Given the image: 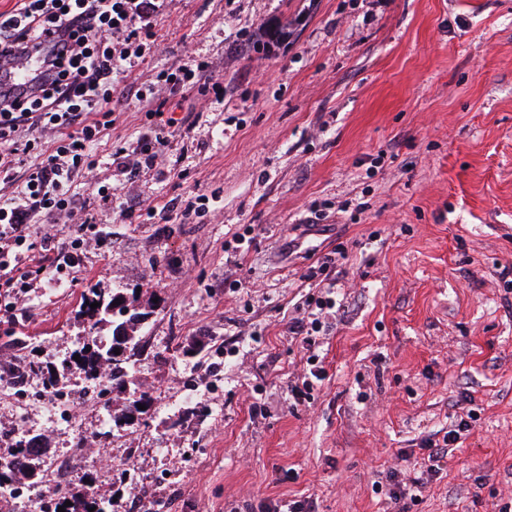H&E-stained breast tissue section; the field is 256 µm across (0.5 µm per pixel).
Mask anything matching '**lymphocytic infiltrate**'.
Returning <instances> with one entry per match:
<instances>
[{
  "label": "lymphocytic infiltrate",
  "mask_w": 512,
  "mask_h": 512,
  "mask_svg": "<svg viewBox=\"0 0 512 512\" xmlns=\"http://www.w3.org/2000/svg\"><path fill=\"white\" fill-rule=\"evenodd\" d=\"M163 3L19 0L18 8L0 12V61L29 55L40 60L34 94L0 92V182L11 188L9 194L0 195V287L12 290L10 310L23 306L33 276L63 274L74 267L76 251L88 244L79 234L59 238L56 226L63 218L82 226L90 222L77 179L97 166L90 149L112 127V96L117 89L146 104L136 140L112 148L115 172L127 176L164 161L177 124L170 97L189 95L199 102L218 88L200 69L188 65L160 71L145 89L129 82L131 60L158 49L160 35L151 17ZM44 38L55 41L47 54L39 47ZM24 129L32 137L21 145L17 136ZM36 215L42 223L34 229L30 219ZM332 307L331 298L315 299L306 316L288 327L308 353L307 372L288 385L295 400L305 399L313 381L326 377L314 353V335L325 326ZM469 426L463 418L442 440H423L425 455L417 465L418 476L394 481L389 490L399 512H409L426 479L440 473L449 447Z\"/></svg>",
  "instance_id": "obj_1"
}]
</instances>
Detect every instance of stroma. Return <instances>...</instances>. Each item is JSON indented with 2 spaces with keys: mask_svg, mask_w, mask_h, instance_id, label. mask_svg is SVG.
<instances>
[{
  "mask_svg": "<svg viewBox=\"0 0 512 512\" xmlns=\"http://www.w3.org/2000/svg\"><path fill=\"white\" fill-rule=\"evenodd\" d=\"M155 24L163 43L131 81L191 58L222 100L179 111L190 130L162 169L117 186L112 148L144 108L121 99L91 150L118 199L87 196L111 248L83 250L62 284L34 279L28 313L0 312V362L37 346L72 390L93 457L74 484L112 512L144 494L160 512H395L388 472L470 412L411 512H498L512 500V0H167ZM197 200L203 216L183 218ZM342 242V270L305 280ZM90 288L149 314L153 404L130 427L107 420L126 394L97 398L67 363L112 338L76 315ZM330 288L327 377L298 404L306 354L288 327ZM12 431L53 455L73 439L41 401L0 400V455Z\"/></svg>",
  "mask_w": 512,
  "mask_h": 512,
  "instance_id": "35a3bbf8",
  "label": "stroma"
}]
</instances>
